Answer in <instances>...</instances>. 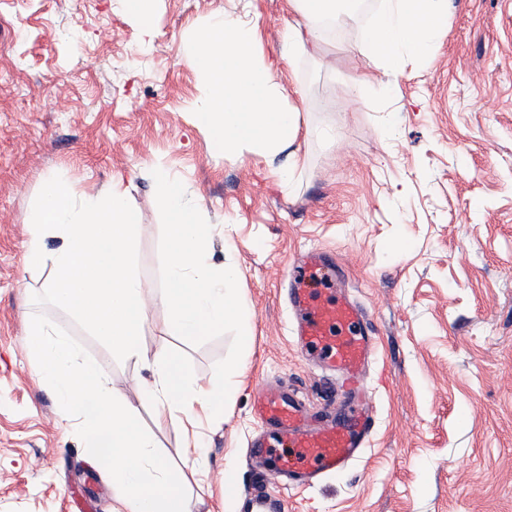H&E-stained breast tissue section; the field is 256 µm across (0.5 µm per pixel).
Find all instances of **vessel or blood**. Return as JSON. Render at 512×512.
I'll use <instances>...</instances> for the list:
<instances>
[{"label": "vessel or blood", "mask_w": 512, "mask_h": 512, "mask_svg": "<svg viewBox=\"0 0 512 512\" xmlns=\"http://www.w3.org/2000/svg\"><path fill=\"white\" fill-rule=\"evenodd\" d=\"M289 280L292 333L303 359L338 377L344 387L362 390L377 338L365 309L337 294L335 262L326 252L309 250L294 262ZM256 419L261 433L252 450L273 459L276 474L299 489L357 461L376 424L373 411L361 402L338 421L318 424L294 394L266 390L257 394Z\"/></svg>", "instance_id": "vessel-or-blood-1"}]
</instances>
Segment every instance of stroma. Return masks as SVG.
I'll return each mask as SVG.
<instances>
[{"label":"stroma","mask_w":512,"mask_h":512,"mask_svg":"<svg viewBox=\"0 0 512 512\" xmlns=\"http://www.w3.org/2000/svg\"><path fill=\"white\" fill-rule=\"evenodd\" d=\"M249 9L276 57L287 0H155L153 39L119 0H0V512H113L112 486L87 461L57 398L35 376L27 319L45 314L134 402L162 454L183 469L180 428L156 427L140 384L89 321L56 307L52 271L26 263L25 220L46 176L77 188L119 183L143 216L135 269L164 285L165 217L148 170L163 163L216 227L252 309L249 366L221 425L196 431L211 475L189 483L193 512H247L258 486L278 512H512V0H448L431 60L388 75L390 95L352 90L353 53L374 8L346 19L321 59L286 85L308 123L336 139L302 144L295 189L277 163L225 155L190 107L199 74L183 60L189 34L223 11ZM331 252L337 282L370 313L378 336L366 372L376 427L361 458L312 487L260 481L247 455L259 385L331 409L334 381L302 360L289 331L292 256ZM143 343L182 356L194 378H220L233 333L171 335L150 306Z\"/></svg>","instance_id":"1"}]
</instances>
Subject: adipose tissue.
Segmentation results:
<instances>
[{
    "mask_svg": "<svg viewBox=\"0 0 512 512\" xmlns=\"http://www.w3.org/2000/svg\"><path fill=\"white\" fill-rule=\"evenodd\" d=\"M360 0H288L301 25H289L277 60L266 58L257 23L224 13L213 17L205 34L192 35L187 63L201 77L192 112L224 154L269 158L287 154L279 177L293 186L306 158L298 140L333 139L328 126L304 125L288 103L279 77L295 72L302 60L318 56L330 28L353 16ZM448 26V0H378L372 24L357 46L383 72L401 71L404 58L427 61L438 35ZM155 198L168 218L164 251L165 285L152 294L134 268L141 217L128 191L115 184L88 193L48 176L27 221L30 264L51 267L45 288L54 303L73 317L90 321L96 335L123 358L146 368L150 380L142 397L153 407L157 426L199 420L219 421L230 399L233 379L244 366L236 356L220 381L197 382L176 352L151 351L141 343L144 313L159 298L172 335L194 340L228 330L246 342L249 311L242 299L238 268L212 259L214 230L183 181L163 164L150 170ZM58 238L47 249V237Z\"/></svg>",
    "mask_w": 512,
    "mask_h": 512,
    "instance_id": "adipose-tissue-1",
    "label": "adipose tissue"
}]
</instances>
